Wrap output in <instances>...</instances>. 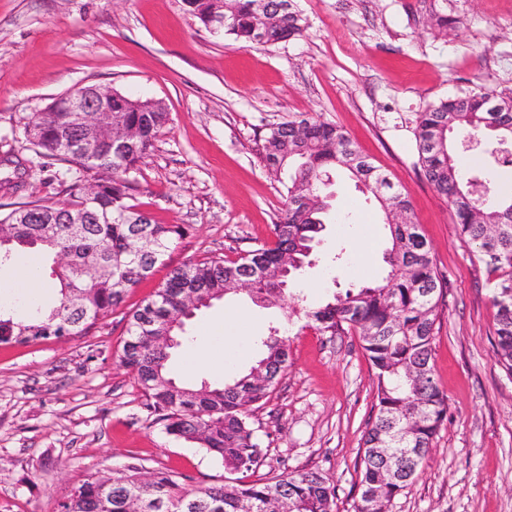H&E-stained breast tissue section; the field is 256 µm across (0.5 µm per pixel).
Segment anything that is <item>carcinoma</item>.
I'll list each match as a JSON object with an SVG mask.
<instances>
[{"label":"carcinoma","instance_id":"1","mask_svg":"<svg viewBox=\"0 0 512 512\" xmlns=\"http://www.w3.org/2000/svg\"><path fill=\"white\" fill-rule=\"evenodd\" d=\"M203 24L224 16L222 33L247 46L272 45L303 35L306 18L296 0H184ZM93 112H34L24 124L26 139L39 155L74 167L62 183L70 204L88 216L75 230L64 221L54 202H19L0 213V266L17 251L33 250L52 260L57 297L50 306L33 304L20 316L0 304V344L27 345L51 337L83 336L124 302L128 290L167 264L171 250L189 231L183 224H157L129 203L133 186L128 175L147 155L159 131L169 122L162 105L114 92L112 120L139 132L136 148L116 156L89 160L76 155L55 133L68 127L75 135L96 130ZM493 135L512 144V96L478 91L427 105L415 119L418 162L428 183L450 206L460 235L473 245L480 260L500 275L489 283L495 309L494 335L502 368L512 375V195H476L463 183L455 140H479ZM260 160L268 171L292 174L284 184L285 209L273 225L274 242L263 244L235 260L212 258L170 269L154 294L127 313L126 337L119 351L165 432L192 440L220 457L233 473L255 471L264 457L263 444L250 422L253 410L265 404L288 370V328L272 326L259 338L261 358L248 372L224 381L185 384L172 376L173 347L155 337L177 335L195 312L187 311L184 293L217 300L237 292L249 272L248 291L258 302L287 301L283 285L305 270L307 258L324 230L331 208L322 177L337 169L363 183L384 214L400 211L402 224L388 225L390 247L384 254L389 270L380 282L347 288L324 305L300 310L321 332L351 331L375 369L372 420L362 437L361 494L355 512H381L410 484L429 454L448 416V396L434 376L433 343L438 332L447 279L438 271L421 227L412 219L408 196L393 190L389 178L368 161L336 125L299 116L269 128ZM95 173L97 190L86 191L85 174ZM288 252L293 263L281 278L280 258ZM64 255L68 261L59 264ZM185 476L156 469L145 483L140 468L126 466L117 477L92 476L60 505V512H127L130 499L144 512H269L274 502L293 512H335L336 492L318 471H291L258 478L188 489Z\"/></svg>","mask_w":512,"mask_h":512}]
</instances>
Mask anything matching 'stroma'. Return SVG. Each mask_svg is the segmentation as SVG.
<instances>
[{"label":"stroma","mask_w":512,"mask_h":512,"mask_svg":"<svg viewBox=\"0 0 512 512\" xmlns=\"http://www.w3.org/2000/svg\"><path fill=\"white\" fill-rule=\"evenodd\" d=\"M303 36L242 46L193 18L183 0H0V158L29 164L19 199L65 202L67 163L37 156L25 119L83 85L161 102L170 114L131 177L141 209L189 235L167 265L131 288L122 309L84 336L0 346V512H59L90 476L134 463L226 481L224 465L192 441L168 435L119 360L125 313L149 298L169 267L235 259L272 243L285 205L278 176L259 157L270 125L312 115L342 128L394 187L406 193L450 288L434 340V373L448 417L432 450L389 512H512V376L496 362L494 272L459 234L451 209L425 179L413 134L429 103L479 89L512 93V0H297ZM448 26L434 27L433 9ZM468 153L463 180L512 192V167ZM343 224L326 225L293 288L316 306L352 284L387 274L388 226L378 205L344 173L329 187ZM17 197L0 192V204ZM236 312L246 341L235 371L258 357V337L283 321L279 306L247 292L213 302L187 321L171 369L181 374L206 322ZM375 371L357 336L299 320L290 362L251 423L266 457L260 477L321 472L336 512L359 499L362 435L374 415Z\"/></svg>","instance_id":"1"}]
</instances>
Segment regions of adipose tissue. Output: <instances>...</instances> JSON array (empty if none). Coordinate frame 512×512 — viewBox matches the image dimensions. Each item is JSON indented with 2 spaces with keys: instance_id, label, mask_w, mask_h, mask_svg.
I'll use <instances>...</instances> for the list:
<instances>
[{
  "instance_id": "obj_1",
  "label": "adipose tissue",
  "mask_w": 512,
  "mask_h": 512,
  "mask_svg": "<svg viewBox=\"0 0 512 512\" xmlns=\"http://www.w3.org/2000/svg\"><path fill=\"white\" fill-rule=\"evenodd\" d=\"M242 324L239 318L210 324L190 348L185 363L186 371L196 373L215 367L228 369L230 362L225 355L239 349L243 339Z\"/></svg>"
}]
</instances>
